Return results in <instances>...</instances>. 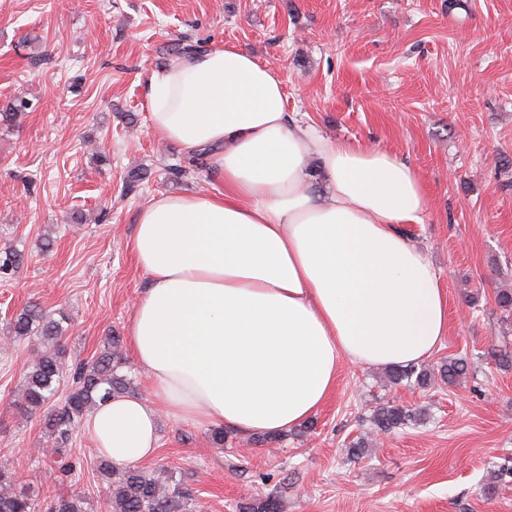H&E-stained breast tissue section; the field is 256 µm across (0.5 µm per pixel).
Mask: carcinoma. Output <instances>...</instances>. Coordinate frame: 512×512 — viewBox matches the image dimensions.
<instances>
[{
  "mask_svg": "<svg viewBox=\"0 0 512 512\" xmlns=\"http://www.w3.org/2000/svg\"><path fill=\"white\" fill-rule=\"evenodd\" d=\"M10 332L17 339L37 337L48 345L34 360L24 381L20 409L27 414L42 413L46 432L53 436L55 460L60 471L71 472L72 466L62 456L63 447L80 427L84 417L101 402L121 395H133L136 383L124 371L122 339L108 336L104 349L92 360L80 366L73 374L65 401L58 407H49L55 397L65 371V349L61 343V327L39 303L31 302L11 319ZM443 380L454 383L467 375V363L452 359L442 366ZM389 379L394 384L415 380L416 385L429 384L431 373L425 368L410 366L395 368ZM421 413L387 401L371 413L370 422L382 432L415 425ZM98 473L107 483L108 493L103 512H196L197 498L191 488L177 482L173 476L144 467L117 468L109 461H99ZM284 504L275 495L243 501L238 512H283ZM0 512H89L88 502L79 494L57 493L50 500L17 483L14 473L6 465L0 466Z\"/></svg>",
  "mask_w": 512,
  "mask_h": 512,
  "instance_id": "1",
  "label": "carcinoma"
}]
</instances>
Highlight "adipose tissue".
I'll return each instance as SVG.
<instances>
[{
    "instance_id": "obj_1",
    "label": "adipose tissue",
    "mask_w": 512,
    "mask_h": 512,
    "mask_svg": "<svg viewBox=\"0 0 512 512\" xmlns=\"http://www.w3.org/2000/svg\"><path fill=\"white\" fill-rule=\"evenodd\" d=\"M282 72L210 47L153 73L151 130L211 149L223 190L162 194L131 238L148 277L130 319L144 395L100 404L84 432L124 465L155 456L157 422L273 434L330 398L342 361L409 366L448 334V300L400 232L427 211L419 172L320 133L286 108Z\"/></svg>"
}]
</instances>
